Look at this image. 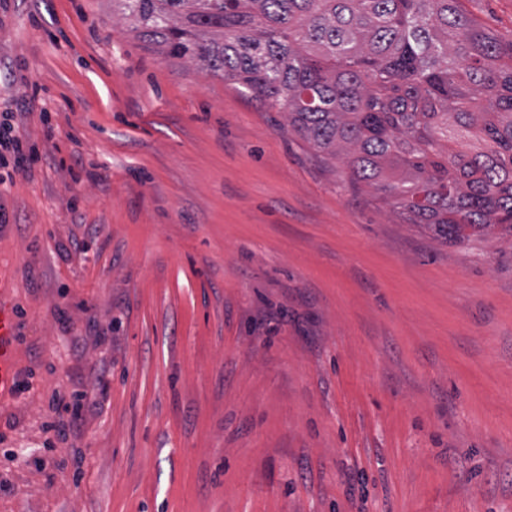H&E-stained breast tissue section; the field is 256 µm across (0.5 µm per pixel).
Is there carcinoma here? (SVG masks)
I'll use <instances>...</instances> for the list:
<instances>
[{
	"label": "carcinoma",
	"mask_w": 512,
	"mask_h": 512,
	"mask_svg": "<svg viewBox=\"0 0 512 512\" xmlns=\"http://www.w3.org/2000/svg\"><path fill=\"white\" fill-rule=\"evenodd\" d=\"M137 37L201 64L340 158L408 224L512 234V39L461 0H112ZM487 105H480L481 101ZM466 135L483 143L452 153Z\"/></svg>",
	"instance_id": "obj_1"
}]
</instances>
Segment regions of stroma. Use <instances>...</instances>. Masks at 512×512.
Instances as JSON below:
<instances>
[{"instance_id": "stroma-1", "label": "stroma", "mask_w": 512, "mask_h": 512, "mask_svg": "<svg viewBox=\"0 0 512 512\" xmlns=\"http://www.w3.org/2000/svg\"><path fill=\"white\" fill-rule=\"evenodd\" d=\"M2 112L0 512H512L511 236L405 223L112 0H0ZM5 291L0 294V401L8 398L15 389L17 347L19 337L12 308L5 302Z\"/></svg>"}]
</instances>
